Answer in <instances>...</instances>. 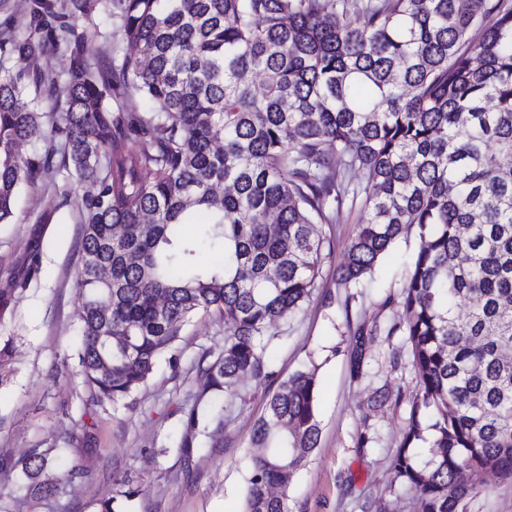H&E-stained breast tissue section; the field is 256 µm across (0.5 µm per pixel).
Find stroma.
<instances>
[{
  "label": "stroma",
  "mask_w": 512,
  "mask_h": 512,
  "mask_svg": "<svg viewBox=\"0 0 512 512\" xmlns=\"http://www.w3.org/2000/svg\"><path fill=\"white\" fill-rule=\"evenodd\" d=\"M83 35L101 66L134 51L120 29L123 0H47ZM36 0H0V50L27 34ZM70 50L45 48L25 68L39 84L45 123L58 122L63 85L50 79ZM64 140L25 145L22 158L41 160L19 188L11 223L0 224V512H243L254 450L250 436L268 394L296 371L316 367L319 445L288 487L290 512H416L413 494L392 482V457L402 439L416 378L409 347L387 335L403 323L398 302L417 236L396 243L359 288H341L336 268L360 221V206L328 209L325 259L303 309L281 323L268 349L276 376L214 396L232 420L215 428L184 472L177 443L185 411L204 389L198 363L224 349V322L197 316L183 332L176 361L161 360L130 398L98 400L77 366L82 325L75 269L83 203L98 191L64 163ZM362 340H355L356 328ZM362 358H355L354 345ZM388 393L384 403L375 395ZM58 451L59 491L33 502L22 462L33 449Z\"/></svg>",
  "instance_id": "obj_1"
}]
</instances>
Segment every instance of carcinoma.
I'll return each mask as SVG.
<instances>
[{"mask_svg":"<svg viewBox=\"0 0 512 512\" xmlns=\"http://www.w3.org/2000/svg\"><path fill=\"white\" fill-rule=\"evenodd\" d=\"M121 29L142 58L120 72L152 149L127 163L106 107L112 76L84 58L60 77L61 122L42 124L22 64L58 31L37 13L0 58V224L39 166L16 147L65 140L98 184L85 202L76 282L78 366L98 399L132 396L200 313L224 319V351L199 363L204 392L276 376L280 322L317 288L325 206L361 201L336 267L360 285L418 228L399 294L417 394L391 462L418 512H467L487 471L512 478V7L493 0H123ZM263 76L255 88L246 76ZM224 131L218 145L214 132ZM362 172L367 187H350ZM223 262L204 267L188 225ZM212 404L184 412L185 472ZM316 369L268 397L251 433L244 512H288L287 489L319 444ZM427 443L431 454L415 448ZM53 449L23 463L33 501L58 491Z\"/></svg>","mask_w":512,"mask_h":512,"instance_id":"carcinoma-1","label":"carcinoma"}]
</instances>
